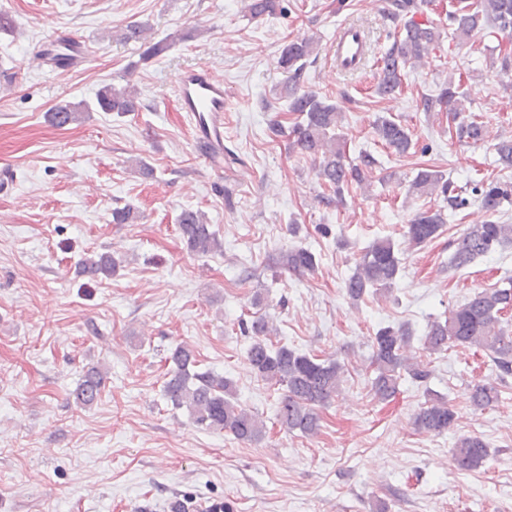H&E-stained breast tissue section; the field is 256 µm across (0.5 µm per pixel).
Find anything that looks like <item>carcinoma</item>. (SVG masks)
I'll list each match as a JSON object with an SVG mask.
<instances>
[{"instance_id":"obj_1","label":"carcinoma","mask_w":512,"mask_h":512,"mask_svg":"<svg viewBox=\"0 0 512 512\" xmlns=\"http://www.w3.org/2000/svg\"><path fill=\"white\" fill-rule=\"evenodd\" d=\"M243 10L252 19L273 15L280 0H243ZM420 0H388V13L395 19L406 18L399 36L378 60L375 93L384 98L400 88L402 76L408 67L420 61L431 47L439 43L440 28L420 24L414 20L420 9ZM491 26L501 32L512 33V0H479L472 8L468 0H456V8L448 13L449 35L464 41L473 32ZM121 39L129 42L147 40V29L139 23L126 25ZM314 52V40L303 38L289 41L282 49L279 65L288 73L279 95L288 100V111L296 114V121L286 126L283 121H270L271 136L290 137L304 154L318 162V175L332 195L322 198L331 204L341 199L344 189L356 183H365L377 166L376 157L363 151L357 161H346L344 147L336 138V127L341 113L336 104L313 90H304L300 79L306 60ZM463 79H449L439 92L424 98L425 112H446L448 122L454 124L458 142L478 144L486 137V125L480 116L467 113V95L461 90ZM135 92L128 87L106 85L100 88L93 103L57 104L49 112V122L59 128L79 121L85 112L100 110L122 116L137 111ZM375 133L392 153L403 156L412 147L411 135L401 123L382 118L374 124ZM443 195L448 208L457 210L467 203L466 189L432 168L419 170L410 184L409 192ZM475 202L487 213L501 212L505 203L512 201V183H489L474 188ZM138 218L134 208L126 205L112 210V223L132 224ZM444 210H426L413 216L404 226L403 236L410 245L419 247L436 238L447 223ZM178 228L187 248L208 255L221 249L216 231L199 211L185 210L178 217ZM512 244V224L487 220L476 224L452 243L451 264L464 268L476 259L485 257ZM275 264L293 272H313L317 267L315 254L307 248L294 247L280 251ZM118 262L110 253H89L78 263L77 275L89 279L114 275ZM401 271V259L389 238L375 241L356 259L352 274L345 280L346 297L357 302L368 293H388ZM512 312V279L499 287L476 291L463 303L449 311L444 320L427 324L422 336L424 349L441 353L455 347L474 349L492 362L498 378L512 375V335L504 329V317ZM240 329L251 338L247 360L258 379L285 389L276 411V424L286 432L313 436L321 427L319 409L339 396L347 368L339 360L328 356L301 353L286 346L275 347L270 341L273 328L264 315L241 322ZM412 332L391 325L379 328L371 337L372 375L368 379L373 399L385 402L398 391L400 381L408 377L415 383L426 382L432 369L430 362L411 353ZM169 367L163 385L164 397L175 409H186L192 422L201 427L223 430L241 442H257L266 433V426L257 414L242 407L235 396L231 380L211 370H201L194 352L186 345L176 346L169 355ZM106 375L99 366L90 367L75 392L77 404L91 406L101 396ZM500 393L490 382H478L471 391L472 404L486 409L499 401ZM455 420L454 411L442 397L425 401L414 417L415 427L424 433L442 435ZM489 444L477 434L457 439L452 458L461 472L477 468L488 454Z\"/></svg>"}]
</instances>
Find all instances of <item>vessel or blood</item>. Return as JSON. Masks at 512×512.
I'll use <instances>...</instances> for the list:
<instances>
[{
    "mask_svg": "<svg viewBox=\"0 0 512 512\" xmlns=\"http://www.w3.org/2000/svg\"><path fill=\"white\" fill-rule=\"evenodd\" d=\"M370 51L364 30L355 24L341 25L331 44L330 55L337 71H359ZM41 65L55 70H74L89 60L87 46L74 35L59 32L42 42L37 50ZM177 102L181 111L195 119L198 142L224 144V84L214 79L209 69L196 67L185 71L178 82Z\"/></svg>",
    "mask_w": 512,
    "mask_h": 512,
    "instance_id": "b4317fda",
    "label": "vessel or blood"
}]
</instances>
